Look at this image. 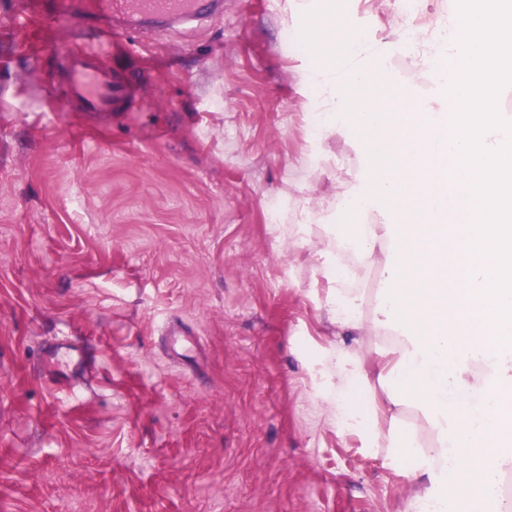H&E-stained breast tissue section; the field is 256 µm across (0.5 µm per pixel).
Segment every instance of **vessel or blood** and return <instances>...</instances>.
<instances>
[{
  "instance_id": "1",
  "label": "vessel or blood",
  "mask_w": 512,
  "mask_h": 512,
  "mask_svg": "<svg viewBox=\"0 0 512 512\" xmlns=\"http://www.w3.org/2000/svg\"><path fill=\"white\" fill-rule=\"evenodd\" d=\"M202 0H23L21 11L10 15L12 25L40 20L51 28L62 17H74L92 25L100 40H108L120 24L136 30L169 20L198 19ZM61 77L68 88L67 105L73 112H123L133 104L140 87L137 75L105 67L91 51L67 54ZM60 365L88 369L93 355L69 343L58 345L46 356Z\"/></svg>"
}]
</instances>
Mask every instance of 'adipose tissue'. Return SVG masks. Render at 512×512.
Returning <instances> with one entry per match:
<instances>
[{
	"instance_id": "adipose-tissue-1",
	"label": "adipose tissue",
	"mask_w": 512,
	"mask_h": 512,
	"mask_svg": "<svg viewBox=\"0 0 512 512\" xmlns=\"http://www.w3.org/2000/svg\"><path fill=\"white\" fill-rule=\"evenodd\" d=\"M315 56L307 75L313 99L327 111L318 132L344 136L359 151L356 184L347 198L350 224L331 223L316 212L323 240L298 224L293 243L308 249L329 289L323 305L333 323L353 333V348L322 354L320 396L337 427L360 433L367 447H405L420 483L405 512H504L495 489L512 471V326L491 328L469 299L481 280H466L460 262L466 209L460 186L446 188L452 167L443 108L413 100L409 112H394L384 70L364 63V42L340 30L332 14L310 18ZM354 246L351 266H342L336 245ZM378 266L382 285L372 328L390 344L370 360L360 356L367 328L362 298L345 288L361 269ZM376 369L383 396L352 408L345 395L367 385ZM413 410L429 436L384 431L379 418Z\"/></svg>"
}]
</instances>
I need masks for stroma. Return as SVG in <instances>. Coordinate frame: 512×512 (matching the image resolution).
Listing matches in <instances>:
<instances>
[{
	"label": "stroma",
	"instance_id": "obj_1",
	"mask_svg": "<svg viewBox=\"0 0 512 512\" xmlns=\"http://www.w3.org/2000/svg\"><path fill=\"white\" fill-rule=\"evenodd\" d=\"M0 0V512H402L405 460L337 429L308 367L349 341L321 304L302 210L341 204L356 147L311 132L305 45L324 9L392 62L400 0H224L207 21L119 33L126 112L61 109L79 20L45 35ZM192 329L182 364L162 330ZM70 341L96 357L57 386Z\"/></svg>",
	"mask_w": 512,
	"mask_h": 512
}]
</instances>
